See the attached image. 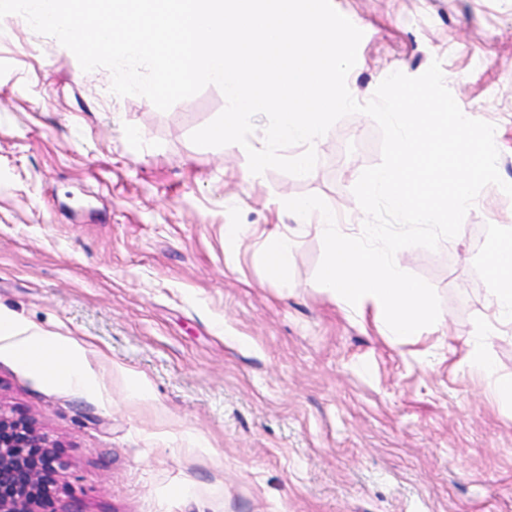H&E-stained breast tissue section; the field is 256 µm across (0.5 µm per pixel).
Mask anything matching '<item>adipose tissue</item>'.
I'll use <instances>...</instances> for the list:
<instances>
[{
    "label": "adipose tissue",
    "mask_w": 512,
    "mask_h": 512,
    "mask_svg": "<svg viewBox=\"0 0 512 512\" xmlns=\"http://www.w3.org/2000/svg\"><path fill=\"white\" fill-rule=\"evenodd\" d=\"M486 267L489 271V293L497 320L512 324V227H505L487 248ZM21 335L15 348L16 356L35 370L49 369L58 383L82 388L88 372L81 362L77 346L52 336L25 334L14 318L0 314V335Z\"/></svg>",
    "instance_id": "adipose-tissue-1"
}]
</instances>
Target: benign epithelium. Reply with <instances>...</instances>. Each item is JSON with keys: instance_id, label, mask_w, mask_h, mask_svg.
<instances>
[{"instance_id": "benign-epithelium-1", "label": "benign epithelium", "mask_w": 512, "mask_h": 512, "mask_svg": "<svg viewBox=\"0 0 512 512\" xmlns=\"http://www.w3.org/2000/svg\"><path fill=\"white\" fill-rule=\"evenodd\" d=\"M64 466L29 424L0 413V483L11 486L0 512H36L38 489Z\"/></svg>"}]
</instances>
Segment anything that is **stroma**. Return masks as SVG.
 I'll return each instance as SVG.
<instances>
[{"mask_svg":"<svg viewBox=\"0 0 512 512\" xmlns=\"http://www.w3.org/2000/svg\"><path fill=\"white\" fill-rule=\"evenodd\" d=\"M331 3L363 32L358 102L440 61L512 182V0ZM110 86L0 19V310L82 347L91 373L57 383L0 335V412L66 463L40 512H512V406L466 361L494 319L485 254L512 198L487 186L455 238L400 253L441 321L395 343L380 306L321 290L322 238L283 205L320 196L360 233L353 187L381 160L370 117L334 124L309 175L249 186L241 146L190 140L223 110L217 86L166 111ZM279 233L283 276L266 263Z\"/></svg>","mask_w":512,"mask_h":512,"instance_id":"obj_1","label":"stroma"}]
</instances>
